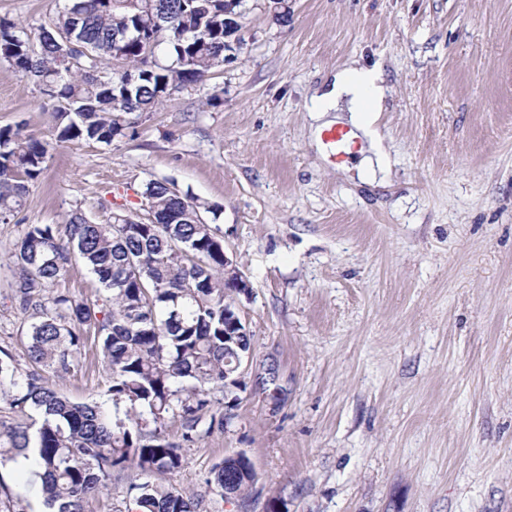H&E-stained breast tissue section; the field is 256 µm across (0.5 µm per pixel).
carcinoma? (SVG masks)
<instances>
[{
  "label": "carcinoma",
  "instance_id": "cac0c4a2",
  "mask_svg": "<svg viewBox=\"0 0 512 512\" xmlns=\"http://www.w3.org/2000/svg\"><path fill=\"white\" fill-rule=\"evenodd\" d=\"M65 0L33 36L0 21V62L31 80L60 120V143L106 146L125 136L127 116L153 112L162 88L203 83L216 68L224 36V0ZM167 42L172 59L155 50ZM50 144L0 127V219L21 205L46 168ZM143 196L148 224L117 214L93 224L73 209L61 225L28 224L13 244L12 301L29 324L24 372L0 348V465L23 457L45 512H83L86 499L112 484V471L132 469L127 494L135 512H200L201 500L173 485L142 479L173 473L181 449L224 430L215 393L224 391V243L203 221V206L168 183L151 180ZM82 263L103 293L90 304L56 288ZM97 338L110 384L101 398L73 402L50 377L78 367L88 330ZM180 425L182 442L169 440ZM239 461L215 463L207 480L224 494V475L249 484Z\"/></svg>",
  "mask_w": 512,
  "mask_h": 512
}]
</instances>
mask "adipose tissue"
Here are the masks:
<instances>
[{
    "label": "adipose tissue",
    "mask_w": 512,
    "mask_h": 512,
    "mask_svg": "<svg viewBox=\"0 0 512 512\" xmlns=\"http://www.w3.org/2000/svg\"><path fill=\"white\" fill-rule=\"evenodd\" d=\"M386 96L382 67H367L357 59L333 73L311 96L312 145L321 146L323 130L332 125L330 113L347 112L349 124L367 144L368 157L359 168L358 179L371 187L387 185L393 166L390 148L380 130Z\"/></svg>",
    "instance_id": "ef3b65f1"
}]
</instances>
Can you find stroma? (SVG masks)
<instances>
[{
	"mask_svg": "<svg viewBox=\"0 0 512 512\" xmlns=\"http://www.w3.org/2000/svg\"><path fill=\"white\" fill-rule=\"evenodd\" d=\"M63 0H0L29 32ZM246 0L223 65L111 145L57 140L38 89L0 62V126L51 143L47 168L0 220V258L23 225L150 220L146 183L211 206L250 280L247 388L225 430L183 449L156 483L206 512H512V0ZM352 57L382 65L393 183L355 182L309 143L314 87ZM0 267V346L24 357L28 321ZM57 386L99 397L94 335ZM244 453L258 479L226 502L212 465ZM0 512H42L13 465Z\"/></svg>",
	"mask_w": 512,
	"mask_h": 512,
	"instance_id": "1",
	"label": "stroma"
}]
</instances>
